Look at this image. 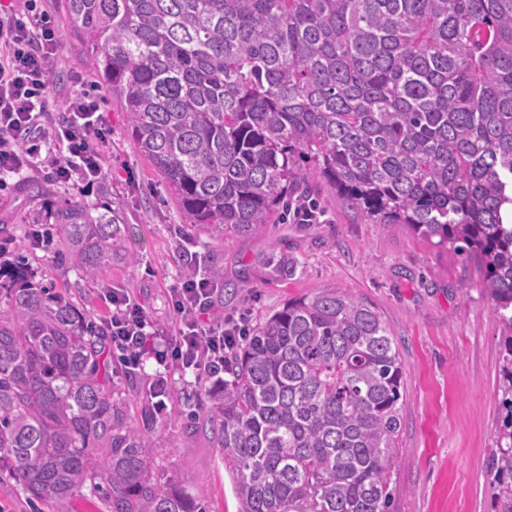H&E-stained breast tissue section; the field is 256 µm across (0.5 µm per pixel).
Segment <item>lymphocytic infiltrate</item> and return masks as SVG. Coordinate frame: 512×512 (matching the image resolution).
Here are the masks:
<instances>
[{
  "instance_id": "lymphocytic-infiltrate-1",
  "label": "lymphocytic infiltrate",
  "mask_w": 512,
  "mask_h": 512,
  "mask_svg": "<svg viewBox=\"0 0 512 512\" xmlns=\"http://www.w3.org/2000/svg\"><path fill=\"white\" fill-rule=\"evenodd\" d=\"M58 48L59 33L42 0H25L20 13L0 4V175L44 166L80 193L102 173L100 148L109 132L99 98L87 91L72 94L64 119L49 124V64ZM209 298L206 282L183 279L173 292L183 329L168 338L151 327L138 305L113 297L109 329L123 366L139 367L151 350L163 366L195 373L222 370L224 351L237 343L242 328L204 325L200 316Z\"/></svg>"
}]
</instances>
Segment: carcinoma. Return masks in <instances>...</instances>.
Here are the masks:
<instances>
[{"label":"carcinoma","mask_w":512,"mask_h":512,"mask_svg":"<svg viewBox=\"0 0 512 512\" xmlns=\"http://www.w3.org/2000/svg\"><path fill=\"white\" fill-rule=\"evenodd\" d=\"M98 86L186 221L251 236L308 198L309 163L354 209L478 260L504 332L491 512H512V0H64ZM58 262L93 278L125 251L107 204L49 213ZM105 321L0 281V471L47 508L209 512L155 475L161 380L139 417L112 390ZM204 414L239 512H391L404 372L376 308L346 291L248 330Z\"/></svg>","instance_id":"obj_1"}]
</instances>
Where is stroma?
I'll list each match as a JSON object with an SVG mask.
<instances>
[{"label":"stroma","instance_id":"35a3bbf8","mask_svg":"<svg viewBox=\"0 0 512 512\" xmlns=\"http://www.w3.org/2000/svg\"><path fill=\"white\" fill-rule=\"evenodd\" d=\"M55 19L60 44L51 67L57 79L52 109L61 115L76 91L97 93L91 59L70 30L63 0H43ZM112 128L104 150V176L80 195L88 206L108 201L126 223L129 259H116L88 280L56 259L31 249L28 234L45 215L44 198L32 184L51 185L55 201L70 198L67 186L52 182L47 169L7 177L0 189V228L15 242L33 282L50 285L93 310L109 313L105 289L128 294L154 326L178 336L181 320L170 301L189 263L224 268L226 288L215 294L206 316L219 323L245 317L262 323L291 299L323 290L347 291L372 303L395 338L404 367L406 402L401 443L390 484L394 512H490L487 463L499 417L498 365L503 326L483 286L484 272L462 255L438 247L402 224H374L348 207L317 178L312 182L320 223L285 219L258 234L225 236L214 244L186 219L162 178L137 151L126 131L119 103L103 99ZM295 273L285 278L277 258ZM136 385L120 370L112 382L136 412L145 389L165 381L192 410L216 379L163 367L146 359ZM153 464L164 479L179 483L214 512H238V500L218 449L209 435H187L181 421L160 417L153 434Z\"/></svg>","mask_w":512,"mask_h":512}]
</instances>
